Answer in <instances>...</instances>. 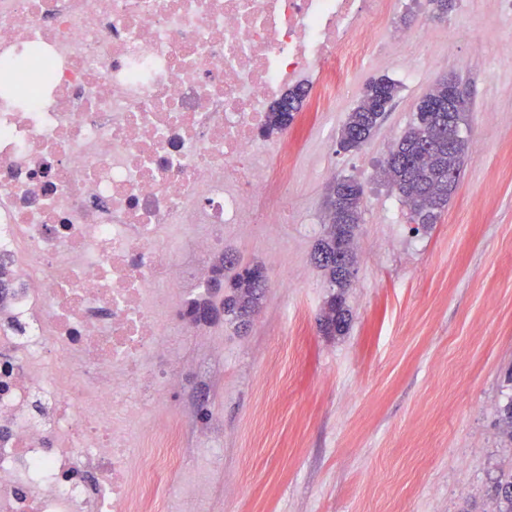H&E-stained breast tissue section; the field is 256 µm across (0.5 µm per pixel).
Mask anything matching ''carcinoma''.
<instances>
[{"mask_svg": "<svg viewBox=\"0 0 512 512\" xmlns=\"http://www.w3.org/2000/svg\"><path fill=\"white\" fill-rule=\"evenodd\" d=\"M399 91V84L388 77L370 82L357 106L349 112L340 137L351 136L362 147L383 121L386 108ZM307 96V89L296 86L270 106L265 132L281 131L292 124ZM471 111L466 97L448 95V80L435 85L432 96L419 101L413 120L404 135L389 150L382 168V178L395 188L408 206L410 219L427 226L438 222L448 206V185L440 175L462 172L468 151V139L461 132ZM328 195L331 207L326 209L322 237L314 249V260L325 272L330 287L336 292L325 301L320 331L325 336L344 333L349 325V310L345 306V288L351 277L344 267L336 265V256L342 254L349 266L355 264L354 240L362 223L364 187L354 178L343 177L330 185ZM237 272L224 279V270ZM214 292H224L220 304L212 298H202L190 304L188 317L198 323L200 312L207 308L247 327L263 298L266 289L257 285L249 270L240 267L239 258L227 251L218 255L210 277ZM495 498L501 504L500 512H512V471L501 473L493 483Z\"/></svg>", "mask_w": 512, "mask_h": 512, "instance_id": "cac0c4a2", "label": "carcinoma"}]
</instances>
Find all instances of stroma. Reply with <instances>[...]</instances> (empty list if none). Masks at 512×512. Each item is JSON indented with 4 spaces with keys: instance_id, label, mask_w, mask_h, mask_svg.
<instances>
[{
    "instance_id": "obj_1",
    "label": "stroma",
    "mask_w": 512,
    "mask_h": 512,
    "mask_svg": "<svg viewBox=\"0 0 512 512\" xmlns=\"http://www.w3.org/2000/svg\"><path fill=\"white\" fill-rule=\"evenodd\" d=\"M366 36L372 61L332 101L306 98L290 127L287 223L226 244L245 265L272 250L284 262L248 330L224 319L204 329L223 374L199 418L190 464L213 485L194 512L499 510L491 485L512 468L501 421L512 400V70L498 60L512 53V18L487 0H454L441 19L428 0H397ZM381 76L401 84L391 109L361 149L341 151L348 112ZM447 77L470 95V148L447 209L416 231L378 171ZM323 167L365 189L351 321L337 336L319 328L330 288L313 260Z\"/></svg>"
}]
</instances>
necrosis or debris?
<instances>
[{
	"instance_id": "necrosis-or-debris-1",
	"label": "necrosis or debris",
	"mask_w": 512,
	"mask_h": 512,
	"mask_svg": "<svg viewBox=\"0 0 512 512\" xmlns=\"http://www.w3.org/2000/svg\"><path fill=\"white\" fill-rule=\"evenodd\" d=\"M386 0H0V512H159L196 451L189 301L288 221L293 85L335 97ZM51 70L27 98L6 62Z\"/></svg>"
}]
</instances>
